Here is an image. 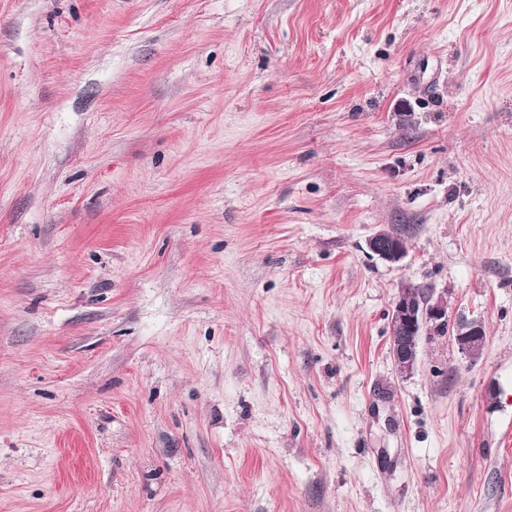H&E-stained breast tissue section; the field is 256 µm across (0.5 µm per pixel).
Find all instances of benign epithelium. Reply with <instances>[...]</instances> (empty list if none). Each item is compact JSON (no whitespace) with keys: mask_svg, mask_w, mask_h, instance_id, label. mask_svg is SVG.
Segmentation results:
<instances>
[{"mask_svg":"<svg viewBox=\"0 0 512 512\" xmlns=\"http://www.w3.org/2000/svg\"><path fill=\"white\" fill-rule=\"evenodd\" d=\"M369 252L387 263H397L406 254V242L388 231H379L367 241ZM448 322V300L443 295H428L421 300L404 285L399 289L391 309L390 355L395 372L405 377L415 372L419 359V340L431 327ZM481 322H463L461 333L455 337L459 351L473 352L475 344L484 340Z\"/></svg>","mask_w":512,"mask_h":512,"instance_id":"1","label":"benign epithelium"}]
</instances>
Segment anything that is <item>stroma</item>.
Listing matches in <instances>:
<instances>
[{"mask_svg": "<svg viewBox=\"0 0 512 512\" xmlns=\"http://www.w3.org/2000/svg\"><path fill=\"white\" fill-rule=\"evenodd\" d=\"M0 512H512V0H0ZM369 252L387 263H397L406 254V242L388 231H379L367 241ZM421 298L427 288L413 286ZM408 285H403L391 309L390 355L395 372L402 377L415 372L419 359V340L431 327L448 323V300L431 293L422 301ZM461 333L455 337L459 351L463 354H470L477 343H483L485 331L481 322L463 321Z\"/></svg>", "mask_w": 512, "mask_h": 512, "instance_id": "35a3bbf8", "label": "stroma"}]
</instances>
